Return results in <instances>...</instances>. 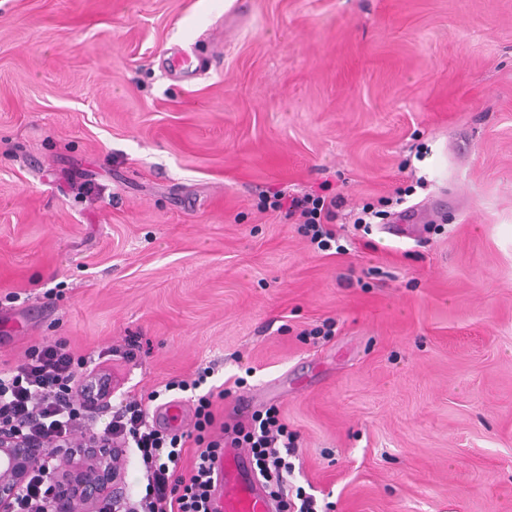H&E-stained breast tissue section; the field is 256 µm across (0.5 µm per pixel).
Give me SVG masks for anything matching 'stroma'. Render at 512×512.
I'll return each instance as SVG.
<instances>
[{"label": "stroma", "mask_w": 512, "mask_h": 512, "mask_svg": "<svg viewBox=\"0 0 512 512\" xmlns=\"http://www.w3.org/2000/svg\"><path fill=\"white\" fill-rule=\"evenodd\" d=\"M243 3L0 0V367L209 366L332 512H512V0ZM269 207L274 211H283L285 216L294 215L300 212L305 218L303 222L304 233L312 244H316L318 249L325 250L330 246V242L335 237L332 229H329L323 223V219L329 218L333 209L338 206L336 197L327 199L320 196H292L283 192H277L271 197Z\"/></svg>", "instance_id": "1"}]
</instances>
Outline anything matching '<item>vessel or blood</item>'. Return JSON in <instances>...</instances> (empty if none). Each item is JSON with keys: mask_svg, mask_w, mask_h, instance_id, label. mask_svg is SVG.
Masks as SVG:
<instances>
[{"mask_svg": "<svg viewBox=\"0 0 512 512\" xmlns=\"http://www.w3.org/2000/svg\"><path fill=\"white\" fill-rule=\"evenodd\" d=\"M209 512H277L244 449L225 445L216 459Z\"/></svg>", "mask_w": 512, "mask_h": 512, "instance_id": "1", "label": "vessel or blood"}]
</instances>
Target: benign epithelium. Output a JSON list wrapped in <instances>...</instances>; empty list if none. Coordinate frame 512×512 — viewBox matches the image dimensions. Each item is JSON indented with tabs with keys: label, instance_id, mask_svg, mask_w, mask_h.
Returning a JSON list of instances; mask_svg holds the SVG:
<instances>
[{
	"label": "benign epithelium",
	"instance_id": "7a95c632",
	"mask_svg": "<svg viewBox=\"0 0 512 512\" xmlns=\"http://www.w3.org/2000/svg\"><path fill=\"white\" fill-rule=\"evenodd\" d=\"M60 465L47 473L53 512H100L107 500L112 512L129 503L123 481L124 454L109 438L90 431L80 440L54 451ZM47 453L36 441L0 433V512H15V501L26 476L43 468Z\"/></svg>",
	"mask_w": 512,
	"mask_h": 512
}]
</instances>
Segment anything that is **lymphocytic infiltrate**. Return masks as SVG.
I'll return each mask as SVG.
<instances>
[{"instance_id":"obj_1","label":"lymphocytic infiltrate","mask_w":512,"mask_h":512,"mask_svg":"<svg viewBox=\"0 0 512 512\" xmlns=\"http://www.w3.org/2000/svg\"><path fill=\"white\" fill-rule=\"evenodd\" d=\"M336 206L333 198L283 192L274 194L270 202L272 210L285 211L289 216L301 214L305 235L321 250L334 238L325 220ZM161 392L155 389L148 398L122 400L102 430L141 459L146 484L140 512H208L210 462L224 446L223 441L203 439L215 422L211 397L199 396L192 430L176 434L149 420L148 405ZM86 407L75 359L60 345L31 347L20 363L0 368V430L62 443L78 431ZM295 440V434L281 423L278 408L271 407L264 417L254 418L250 429L239 433L235 443L251 449L259 474L272 485L274 497L281 499L283 512H326L316 497L305 491H297L292 500L285 496L295 470ZM189 447L194 450L193 462L185 474L181 462Z\"/></svg>"}]
</instances>
